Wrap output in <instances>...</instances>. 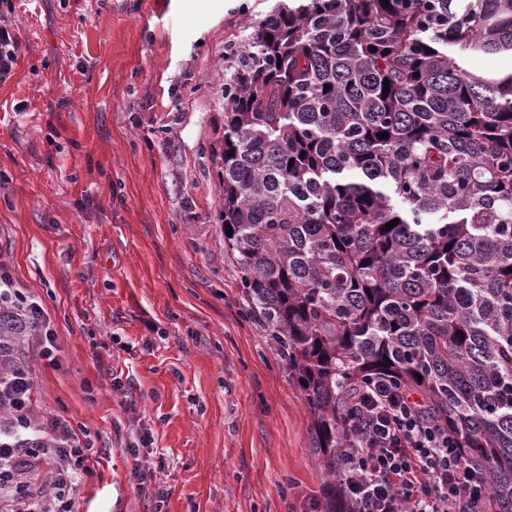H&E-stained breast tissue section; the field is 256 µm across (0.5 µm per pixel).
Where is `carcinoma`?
<instances>
[{"label": "carcinoma", "instance_id": "obj_1", "mask_svg": "<svg viewBox=\"0 0 512 512\" xmlns=\"http://www.w3.org/2000/svg\"><path fill=\"white\" fill-rule=\"evenodd\" d=\"M502 53L512 0H298L233 62L219 220L304 391L328 512H354L346 420L380 378L457 436L486 512H512V72L466 68ZM30 335L0 309L1 382Z\"/></svg>", "mask_w": 512, "mask_h": 512}]
</instances>
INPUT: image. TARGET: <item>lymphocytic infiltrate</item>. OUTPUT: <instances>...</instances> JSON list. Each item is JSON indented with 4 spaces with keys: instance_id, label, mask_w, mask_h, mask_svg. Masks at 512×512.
Returning <instances> with one entry per match:
<instances>
[{
    "instance_id": "1",
    "label": "lymphocytic infiltrate",
    "mask_w": 512,
    "mask_h": 512,
    "mask_svg": "<svg viewBox=\"0 0 512 512\" xmlns=\"http://www.w3.org/2000/svg\"><path fill=\"white\" fill-rule=\"evenodd\" d=\"M346 427L352 446L342 466L356 512H482L485 498L458 439L431 423L410 392L386 380L358 388ZM36 430L55 441L52 452L0 445V456L50 475L23 512H79L77 491L96 460L93 443L77 440L59 415L38 419Z\"/></svg>"
}]
</instances>
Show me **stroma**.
<instances>
[{
    "instance_id": "obj_1",
    "label": "stroma",
    "mask_w": 512,
    "mask_h": 512,
    "mask_svg": "<svg viewBox=\"0 0 512 512\" xmlns=\"http://www.w3.org/2000/svg\"><path fill=\"white\" fill-rule=\"evenodd\" d=\"M282 2L12 0L0 264L58 336L57 364L28 357L35 412L102 452L82 512H326L311 416L248 312L211 156L224 75Z\"/></svg>"
}]
</instances>
